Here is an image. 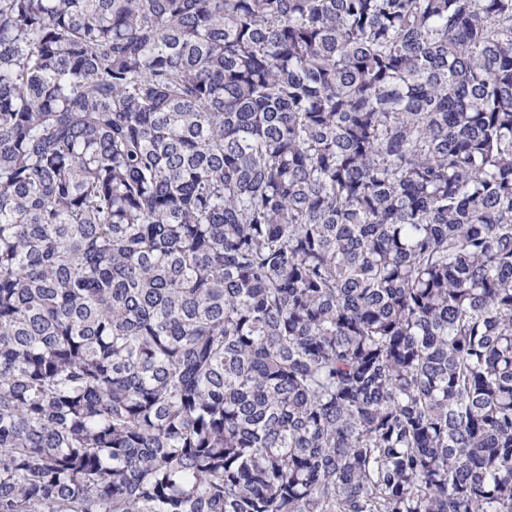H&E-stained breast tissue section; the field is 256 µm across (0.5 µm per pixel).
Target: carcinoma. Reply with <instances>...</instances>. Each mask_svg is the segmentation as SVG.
<instances>
[{"label":"carcinoma","instance_id":"obj_1","mask_svg":"<svg viewBox=\"0 0 512 512\" xmlns=\"http://www.w3.org/2000/svg\"><path fill=\"white\" fill-rule=\"evenodd\" d=\"M0 512H512V0H0Z\"/></svg>","mask_w":512,"mask_h":512}]
</instances>
